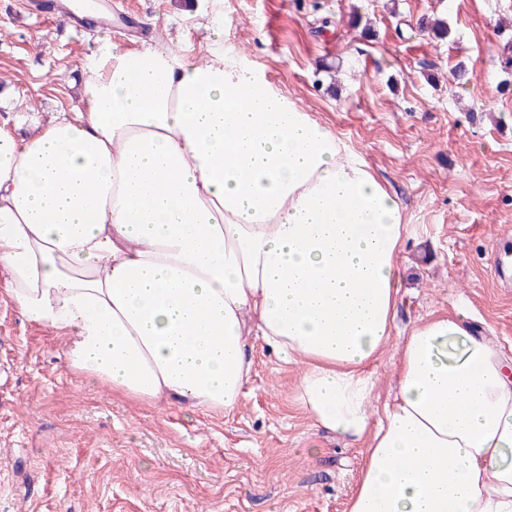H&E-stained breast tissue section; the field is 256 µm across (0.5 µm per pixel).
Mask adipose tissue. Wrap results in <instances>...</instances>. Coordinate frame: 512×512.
<instances>
[{
  "mask_svg": "<svg viewBox=\"0 0 512 512\" xmlns=\"http://www.w3.org/2000/svg\"><path fill=\"white\" fill-rule=\"evenodd\" d=\"M82 68L74 111L0 125V268L71 370L231 412L257 335L316 425L368 438L348 512H512V368L463 317L406 336L373 412L408 227L359 154L234 55L102 38Z\"/></svg>",
  "mask_w": 512,
  "mask_h": 512,
  "instance_id": "adipose-tissue-1",
  "label": "adipose tissue"
}]
</instances>
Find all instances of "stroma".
I'll use <instances>...</instances> for the list:
<instances>
[{
	"mask_svg": "<svg viewBox=\"0 0 512 512\" xmlns=\"http://www.w3.org/2000/svg\"><path fill=\"white\" fill-rule=\"evenodd\" d=\"M321 1L316 13L314 0H122V23L78 35L32 19L31 0H0V122L72 111L101 36L197 58L222 22L225 53L263 68L403 206L394 327L373 366L379 410L402 342L431 316L463 313L512 355V288L494 271L512 237V0ZM437 18L449 37L428 29ZM7 288L0 271V512H347L364 444L312 424L301 364L253 336L237 411L139 405L73 373L58 333L23 317Z\"/></svg>",
	"mask_w": 512,
	"mask_h": 512,
	"instance_id": "stroma-1",
	"label": "stroma"
}]
</instances>
